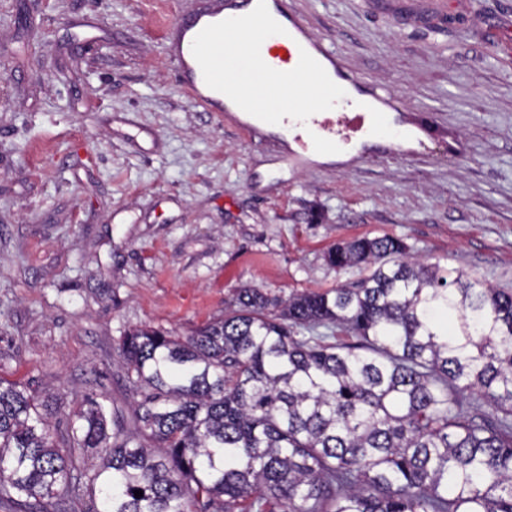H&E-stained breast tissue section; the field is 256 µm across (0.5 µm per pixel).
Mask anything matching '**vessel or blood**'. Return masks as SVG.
I'll use <instances>...</instances> for the list:
<instances>
[{
    "mask_svg": "<svg viewBox=\"0 0 512 512\" xmlns=\"http://www.w3.org/2000/svg\"><path fill=\"white\" fill-rule=\"evenodd\" d=\"M235 27L247 38L264 36L277 50L269 63L274 82L259 85L258 97L249 105L216 96L229 82L224 77V57L213 47L222 41L226 29ZM166 41L183 86L212 110L235 117L238 127L251 130L261 140L279 143L282 161L289 166L303 164L310 140H318L325 151H334L337 125L373 132L388 122L380 98L341 71L330 51L309 39L284 0H224L220 10L198 7L180 18ZM308 80L320 84L325 111H266L265 97L279 94L285 86L300 90Z\"/></svg>",
    "mask_w": 512,
    "mask_h": 512,
    "instance_id": "obj_1",
    "label": "vessel or blood"
}]
</instances>
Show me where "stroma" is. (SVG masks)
I'll use <instances>...</instances> for the list:
<instances>
[{
	"instance_id": "1",
	"label": "stroma",
	"mask_w": 512,
	"mask_h": 512,
	"mask_svg": "<svg viewBox=\"0 0 512 512\" xmlns=\"http://www.w3.org/2000/svg\"><path fill=\"white\" fill-rule=\"evenodd\" d=\"M401 113L403 148L284 167L180 84L164 31L196 0H0V377L55 417L129 399L117 346L366 275L385 234L512 289V0H290Z\"/></svg>"
}]
</instances>
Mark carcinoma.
<instances>
[{
	"instance_id": "cac0c4a2",
	"label": "carcinoma",
	"mask_w": 512,
	"mask_h": 512,
	"mask_svg": "<svg viewBox=\"0 0 512 512\" xmlns=\"http://www.w3.org/2000/svg\"><path fill=\"white\" fill-rule=\"evenodd\" d=\"M327 262L369 274L281 303L241 288L185 337L125 334L126 408L88 395L62 422L0 381V508L512 512V291L390 236Z\"/></svg>"
}]
</instances>
